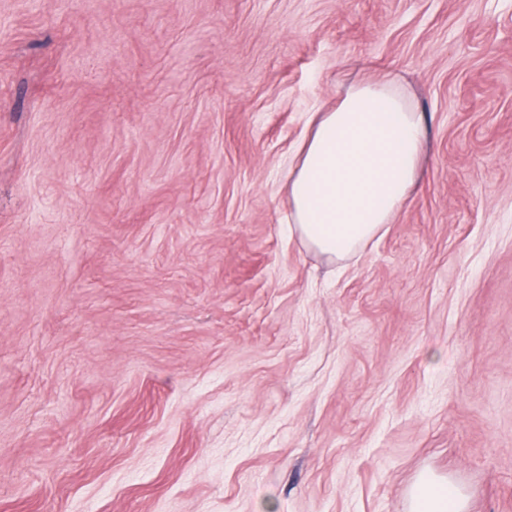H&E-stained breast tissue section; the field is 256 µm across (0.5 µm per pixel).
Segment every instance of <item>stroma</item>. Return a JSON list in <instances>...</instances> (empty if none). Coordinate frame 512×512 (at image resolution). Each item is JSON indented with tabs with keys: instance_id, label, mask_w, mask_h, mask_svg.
Segmentation results:
<instances>
[{
	"instance_id": "obj_1",
	"label": "stroma",
	"mask_w": 512,
	"mask_h": 512,
	"mask_svg": "<svg viewBox=\"0 0 512 512\" xmlns=\"http://www.w3.org/2000/svg\"><path fill=\"white\" fill-rule=\"evenodd\" d=\"M428 128L357 255L289 236L313 110ZM512 512V0H0V512ZM411 512H467L468 498L452 480L422 472L412 484Z\"/></svg>"
}]
</instances>
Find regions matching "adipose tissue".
I'll use <instances>...</instances> for the list:
<instances>
[{
  "instance_id": "adipose-tissue-1",
  "label": "adipose tissue",
  "mask_w": 512,
  "mask_h": 512,
  "mask_svg": "<svg viewBox=\"0 0 512 512\" xmlns=\"http://www.w3.org/2000/svg\"><path fill=\"white\" fill-rule=\"evenodd\" d=\"M427 144L422 114L396 81L348 87L335 107L318 113L284 176L288 221L302 241L332 260L358 252L408 199ZM411 512H467L452 480L421 473Z\"/></svg>"
}]
</instances>
